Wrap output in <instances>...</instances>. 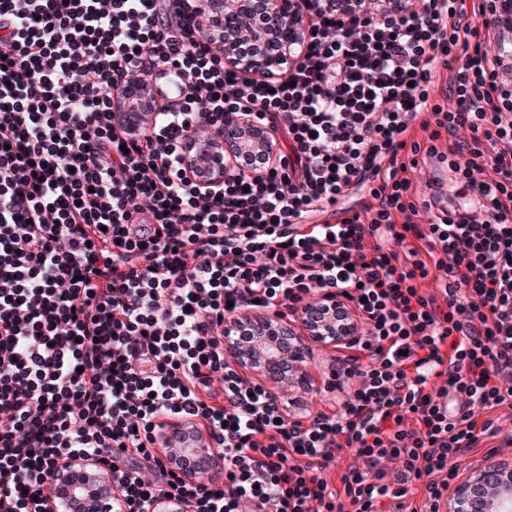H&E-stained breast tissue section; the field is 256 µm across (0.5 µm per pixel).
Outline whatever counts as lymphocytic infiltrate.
<instances>
[{
	"label": "lymphocytic infiltrate",
	"instance_id": "f902f5d3",
	"mask_svg": "<svg viewBox=\"0 0 512 512\" xmlns=\"http://www.w3.org/2000/svg\"><path fill=\"white\" fill-rule=\"evenodd\" d=\"M301 2L306 51L247 80L197 0H0V512H46L70 456L119 512H441L512 422V0ZM167 70L186 95L132 135L114 95ZM241 112L278 164L199 190L183 140ZM328 292L359 333L321 408H291L226 358L224 319ZM176 419L223 451V491L171 467Z\"/></svg>",
	"mask_w": 512,
	"mask_h": 512
}]
</instances>
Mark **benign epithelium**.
<instances>
[{
	"label": "benign epithelium",
	"mask_w": 512,
	"mask_h": 512,
	"mask_svg": "<svg viewBox=\"0 0 512 512\" xmlns=\"http://www.w3.org/2000/svg\"><path fill=\"white\" fill-rule=\"evenodd\" d=\"M212 23L224 28V61L252 78L288 68L294 54L304 48L307 33L295 0H224V14L212 16ZM242 42L261 50L244 57L238 51ZM152 95L153 83L148 80L129 85L114 101V111L138 112L140 122H151L160 110ZM273 139L270 128L236 116L203 141L197 135L189 137L184 158L187 173L200 174L201 186L211 193L224 185L235 159L266 151ZM337 306L335 296H323L318 311L324 319L316 323L311 313L302 312L295 329L273 312L229 316L224 319V352L236 366L275 382L279 389L304 387L307 380L301 365L310 354L306 340L335 344L351 339L355 321L348 315L336 320ZM246 327L255 331L249 343L243 341ZM175 434L183 435L185 442L172 449L174 461L204 457L211 482L224 481V456L218 449L207 446L206 439L183 425L165 428L159 441L164 444ZM46 480L54 490L51 512H112V476L100 473L91 459L63 458L48 471ZM146 512H187V506L160 498L150 501ZM446 512H512V467L494 463L470 469L448 492Z\"/></svg>",
	"instance_id": "obj_1"
}]
</instances>
